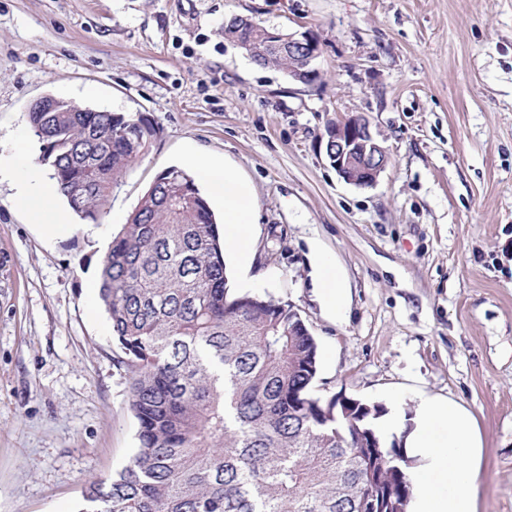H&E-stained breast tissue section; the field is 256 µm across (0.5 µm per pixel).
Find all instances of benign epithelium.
I'll return each instance as SVG.
<instances>
[{
  "label": "benign epithelium",
  "mask_w": 512,
  "mask_h": 512,
  "mask_svg": "<svg viewBox=\"0 0 512 512\" xmlns=\"http://www.w3.org/2000/svg\"><path fill=\"white\" fill-rule=\"evenodd\" d=\"M288 55L296 64L288 67V77L310 84L318 77L315 60L319 42L310 31L288 34ZM321 141L329 165L347 183L357 187L375 185L387 168V149L373 135L368 119L362 115L343 117L328 126Z\"/></svg>",
  "instance_id": "7a95c632"
}]
</instances>
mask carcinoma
I'll use <instances>...</instances> for the list:
<instances>
[{"instance_id": "1", "label": "carcinoma", "mask_w": 512, "mask_h": 512, "mask_svg": "<svg viewBox=\"0 0 512 512\" xmlns=\"http://www.w3.org/2000/svg\"><path fill=\"white\" fill-rule=\"evenodd\" d=\"M224 38L288 69V33L235 15ZM28 121L70 208L96 222L159 128L45 96ZM100 299L138 421L129 462L79 512H409L410 460L376 427L386 408L318 397L319 345L288 301L231 295L224 240L193 177L169 167L101 260ZM366 439L373 448H361Z\"/></svg>"}]
</instances>
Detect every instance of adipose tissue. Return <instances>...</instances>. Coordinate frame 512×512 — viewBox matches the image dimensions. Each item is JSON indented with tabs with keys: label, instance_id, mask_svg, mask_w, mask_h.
<instances>
[{
	"label": "adipose tissue",
	"instance_id": "adipose-tissue-1",
	"mask_svg": "<svg viewBox=\"0 0 512 512\" xmlns=\"http://www.w3.org/2000/svg\"><path fill=\"white\" fill-rule=\"evenodd\" d=\"M209 187L215 202L224 207V246L246 257L252 200L236 173L202 155L186 160ZM60 194L56 181L27 179L18 182L15 207L28 212L49 238L68 234L64 213L53 207ZM382 423L388 432H405L407 456L418 458L413 475L411 512H477L476 462L478 443L470 418L449 401H424L416 412L411 431H404L402 417L387 413Z\"/></svg>",
	"mask_w": 512,
	"mask_h": 512
}]
</instances>
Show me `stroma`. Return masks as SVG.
Instances as JSON below:
<instances>
[{
    "mask_svg": "<svg viewBox=\"0 0 512 512\" xmlns=\"http://www.w3.org/2000/svg\"><path fill=\"white\" fill-rule=\"evenodd\" d=\"M232 15L311 31L318 79L254 64ZM140 112L158 138L105 214L50 239L0 180V512H75L137 446L129 378L98 298L100 261L155 176L203 153L253 198L231 293L292 303L319 344L313 392L412 420L455 403L480 439L477 512H512V0H0V155L45 95ZM365 115L390 153L358 188L329 121ZM348 288L342 316L318 258ZM320 295L325 305L335 314L341 315L346 306V288L334 267L327 261L319 263Z\"/></svg>",
    "mask_w": 512,
    "mask_h": 512,
    "instance_id": "stroma-1",
    "label": "stroma"
}]
</instances>
